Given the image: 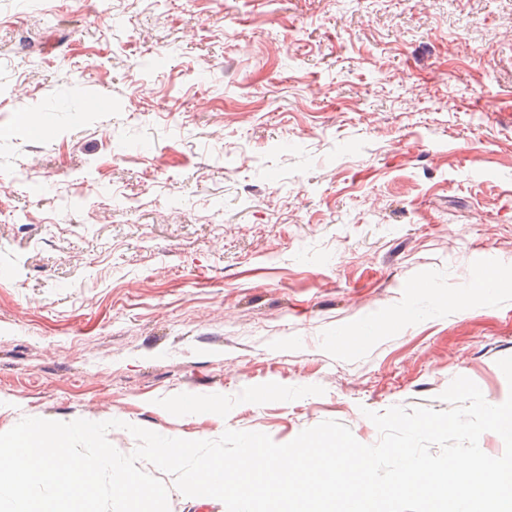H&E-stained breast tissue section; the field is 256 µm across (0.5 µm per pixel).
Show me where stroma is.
<instances>
[{
    "instance_id": "1",
    "label": "stroma",
    "mask_w": 512,
    "mask_h": 512,
    "mask_svg": "<svg viewBox=\"0 0 512 512\" xmlns=\"http://www.w3.org/2000/svg\"><path fill=\"white\" fill-rule=\"evenodd\" d=\"M512 0H0V432L512 394Z\"/></svg>"
}]
</instances>
